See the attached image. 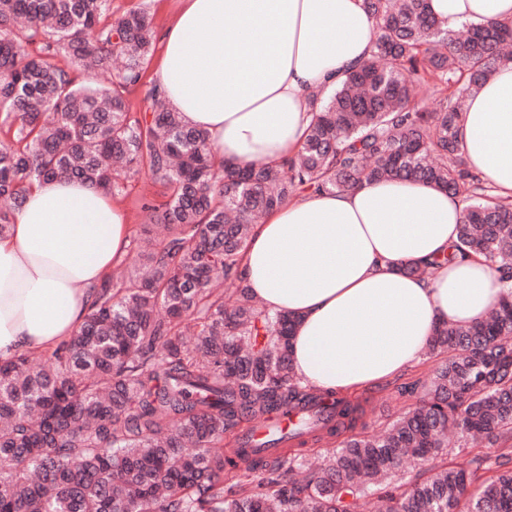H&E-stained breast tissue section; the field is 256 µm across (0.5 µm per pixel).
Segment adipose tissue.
Segmentation results:
<instances>
[{"label": "adipose tissue", "mask_w": 512, "mask_h": 512, "mask_svg": "<svg viewBox=\"0 0 512 512\" xmlns=\"http://www.w3.org/2000/svg\"><path fill=\"white\" fill-rule=\"evenodd\" d=\"M454 29L512 23V0H429ZM363 0H181L156 82L208 132L218 157L273 165L294 156L307 98L335 87L372 49ZM460 147L472 172L512 201V63L469 100ZM465 203L413 180L295 197L251 228L241 267L252 296L298 318L293 370L304 385L351 392L419 362L436 324L486 317L504 285L483 259L406 273L457 240ZM125 212L101 190L37 186L0 235V358L52 349L79 330L94 291L127 253Z\"/></svg>", "instance_id": "1"}]
</instances>
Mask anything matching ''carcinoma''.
Here are the masks:
<instances>
[{
	"mask_svg": "<svg viewBox=\"0 0 512 512\" xmlns=\"http://www.w3.org/2000/svg\"><path fill=\"white\" fill-rule=\"evenodd\" d=\"M364 4L371 54L311 96L294 156L256 167L216 160L207 132L172 110L129 111L153 51L146 9L0 0V234L52 178L110 196L135 177L168 189L142 205L162 240L146 227L131 239L138 266L104 277L78 333L42 365L0 361V512H512V204L459 143L466 99L512 62V23L461 34L428 0ZM430 84L428 112L414 91ZM396 179L464 197L457 250L484 257L507 292L486 318L435 328L429 349L448 360L427 397L370 436L356 399L296 379V319L249 294L240 255L251 225L300 191ZM314 407L321 417L261 441L276 453L242 451V424ZM450 426L471 448L464 465L440 461ZM343 434L323 467L292 477L304 447Z\"/></svg>",
	"mask_w": 512,
	"mask_h": 512,
	"instance_id": "carcinoma-1",
	"label": "carcinoma"
}]
</instances>
